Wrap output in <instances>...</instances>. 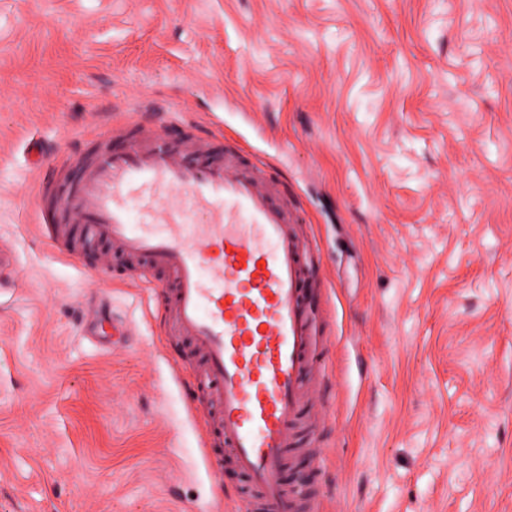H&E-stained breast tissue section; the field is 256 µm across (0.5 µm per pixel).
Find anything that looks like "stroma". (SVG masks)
<instances>
[{
    "mask_svg": "<svg viewBox=\"0 0 512 512\" xmlns=\"http://www.w3.org/2000/svg\"><path fill=\"white\" fill-rule=\"evenodd\" d=\"M149 99L277 162L319 244L291 512H512V0H0V512L257 501L162 294L39 222L29 142L74 177Z\"/></svg>",
    "mask_w": 512,
    "mask_h": 512,
    "instance_id": "1",
    "label": "stroma"
}]
</instances>
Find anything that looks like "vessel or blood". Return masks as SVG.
Wrapping results in <instances>:
<instances>
[{"label":"vessel or blood","instance_id":"1","mask_svg":"<svg viewBox=\"0 0 512 512\" xmlns=\"http://www.w3.org/2000/svg\"><path fill=\"white\" fill-rule=\"evenodd\" d=\"M223 136L216 122L180 139L127 123L79 158L76 177L46 175L37 205L44 223L79 225L136 258L131 281L165 273L164 312L221 389L216 434L262 501L278 503L292 429L311 408L299 377L317 365L307 283L318 244L276 200V166L210 155Z\"/></svg>","mask_w":512,"mask_h":512}]
</instances>
